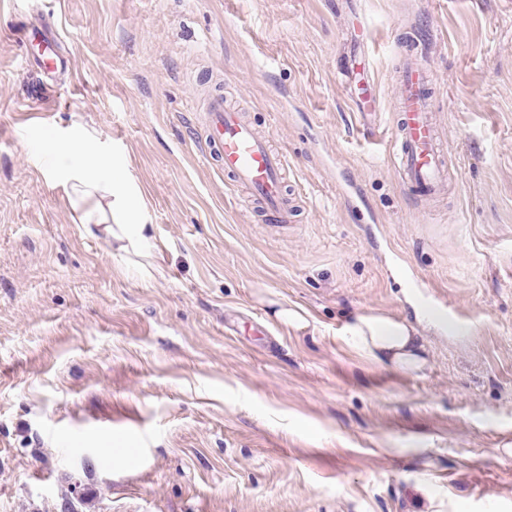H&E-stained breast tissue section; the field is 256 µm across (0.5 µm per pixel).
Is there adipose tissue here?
<instances>
[{
    "label": "adipose tissue",
    "mask_w": 512,
    "mask_h": 512,
    "mask_svg": "<svg viewBox=\"0 0 512 512\" xmlns=\"http://www.w3.org/2000/svg\"><path fill=\"white\" fill-rule=\"evenodd\" d=\"M58 162L47 171L70 204L75 221L89 235H103L117 254H141L149 239L151 216L132 175L112 176V155L97 131L83 127L55 137L50 144ZM77 155L82 162L65 164ZM348 340L363 358L399 371L426 364L421 331L383 315H360L348 325Z\"/></svg>",
    "instance_id": "obj_1"
}]
</instances>
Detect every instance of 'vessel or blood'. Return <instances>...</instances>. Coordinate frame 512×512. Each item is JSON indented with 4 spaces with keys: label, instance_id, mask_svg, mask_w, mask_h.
<instances>
[{
    "label": "vessel or blood",
    "instance_id": "vessel-or-blood-1",
    "mask_svg": "<svg viewBox=\"0 0 512 512\" xmlns=\"http://www.w3.org/2000/svg\"><path fill=\"white\" fill-rule=\"evenodd\" d=\"M400 96L392 126V154L403 185L421 198L447 183L450 158L436 124L432 78L408 42L399 44ZM203 124L208 153L252 210L269 224L293 223L298 208L285 182L287 160L223 92L211 93Z\"/></svg>",
    "mask_w": 512,
    "mask_h": 512
}]
</instances>
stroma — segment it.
<instances>
[{
    "instance_id": "35a3bbf8",
    "label": "stroma",
    "mask_w": 512,
    "mask_h": 512,
    "mask_svg": "<svg viewBox=\"0 0 512 512\" xmlns=\"http://www.w3.org/2000/svg\"><path fill=\"white\" fill-rule=\"evenodd\" d=\"M45 22L71 62L25 73ZM406 39L453 161L436 201L389 156ZM217 87L287 154L294 224L262 221L206 153ZM79 126L137 179L154 280L46 180L47 142ZM422 293L473 328L423 318ZM364 314L420 323L428 365L360 357ZM66 499L512 512V0H0V512Z\"/></svg>"
}]
</instances>
